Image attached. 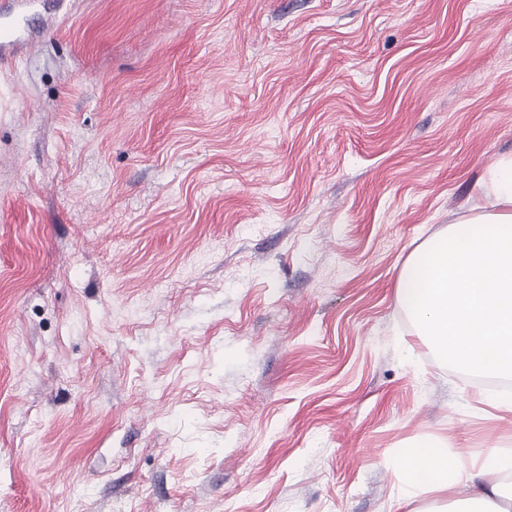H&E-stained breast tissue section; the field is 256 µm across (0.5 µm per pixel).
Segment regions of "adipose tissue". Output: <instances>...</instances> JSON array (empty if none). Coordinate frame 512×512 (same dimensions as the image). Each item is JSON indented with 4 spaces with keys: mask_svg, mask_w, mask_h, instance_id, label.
Returning <instances> with one entry per match:
<instances>
[{
    "mask_svg": "<svg viewBox=\"0 0 512 512\" xmlns=\"http://www.w3.org/2000/svg\"><path fill=\"white\" fill-rule=\"evenodd\" d=\"M396 300L441 362L484 377L512 378V158L497 162L456 216L406 260ZM407 501L457 489L466 512H512V448L481 465L441 443L400 462Z\"/></svg>",
    "mask_w": 512,
    "mask_h": 512,
    "instance_id": "adipose-tissue-1",
    "label": "adipose tissue"
}]
</instances>
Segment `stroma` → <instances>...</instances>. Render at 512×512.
Returning <instances> with one entry per match:
<instances>
[{"label":"stroma","instance_id":"35a3bbf8","mask_svg":"<svg viewBox=\"0 0 512 512\" xmlns=\"http://www.w3.org/2000/svg\"><path fill=\"white\" fill-rule=\"evenodd\" d=\"M0 512H394L512 448L399 307L512 155V0H0ZM447 445L435 443L424 449L407 451L401 458V480L409 488L404 504L412 503L422 493H441L448 487L462 497L467 506L462 512H511L512 487L506 488L503 477L512 475V448H490L486 460L476 468Z\"/></svg>","mask_w":512,"mask_h":512}]
</instances>
